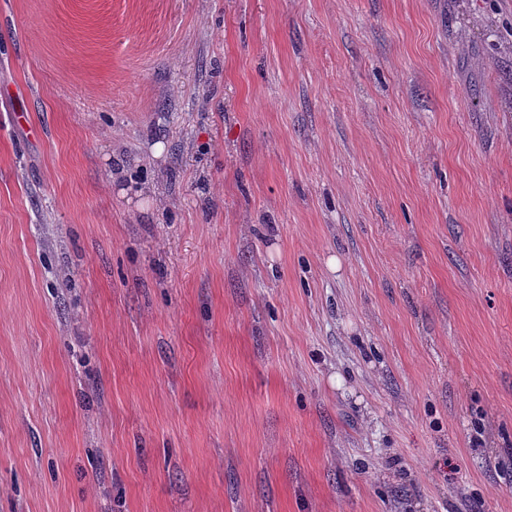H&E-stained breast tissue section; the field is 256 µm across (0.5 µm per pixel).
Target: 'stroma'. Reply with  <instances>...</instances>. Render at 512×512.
I'll return each instance as SVG.
<instances>
[{
    "label": "stroma",
    "mask_w": 512,
    "mask_h": 512,
    "mask_svg": "<svg viewBox=\"0 0 512 512\" xmlns=\"http://www.w3.org/2000/svg\"><path fill=\"white\" fill-rule=\"evenodd\" d=\"M0 512H512V0H0Z\"/></svg>",
    "instance_id": "stroma-1"
}]
</instances>
